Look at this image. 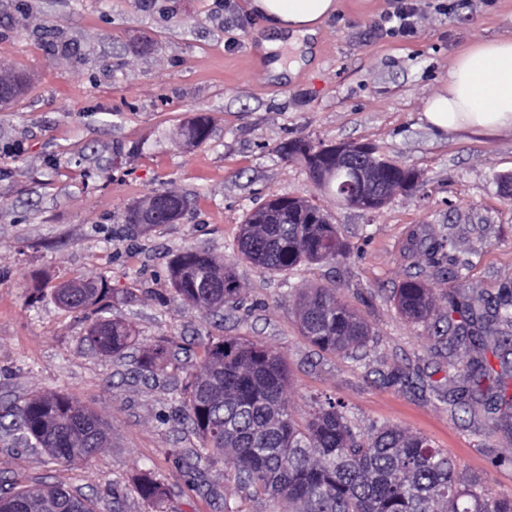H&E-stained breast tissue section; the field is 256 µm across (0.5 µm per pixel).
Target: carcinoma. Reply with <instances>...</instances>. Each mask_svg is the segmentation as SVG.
<instances>
[{
    "label": "carcinoma",
    "instance_id": "obj_1",
    "mask_svg": "<svg viewBox=\"0 0 512 512\" xmlns=\"http://www.w3.org/2000/svg\"><path fill=\"white\" fill-rule=\"evenodd\" d=\"M211 135L210 120L197 116L183 130L188 141L201 145ZM311 143L289 142L284 155L303 160L310 179L321 190L337 192L348 179L338 171L331 183L314 175L320 160L309 155ZM411 170L395 163L379 172L382 185H402ZM308 210L270 208L272 223H255L256 214L241 225L237 250L244 259L267 272H288L305 263L337 262L347 248L336 225L312 224ZM454 241L442 238L432 253L448 261V280L454 282L448 316L458 314L452 340L465 347L466 371L459 375L453 401L486 413L509 416L512 394L508 370L497 372L483 356L486 337H494L493 352L512 353V290L488 300L466 291L467 265L453 254ZM174 291L201 313L234 307L241 301V285L229 266L200 248L178 251L170 266ZM87 288L64 305L83 311L102 303L111 292L103 279L86 281ZM397 309L414 323L432 319V293L409 277L395 291ZM302 332L324 351L351 354L371 340L368 324L334 288L297 292ZM84 340L105 354L128 347L132 331L121 321L99 318ZM142 366L162 370L170 351L162 344L143 350ZM288 368L281 355L263 345L225 336L208 344L199 373L186 385L183 420L201 439L198 454L224 461L239 489L263 496L273 512H512V497L497 496L478 480L461 484L456 465L425 437L395 427L370 435L354 430L344 406L330 396L311 399L308 416L299 421L285 397ZM0 429L18 431L31 448H42L54 460L76 464L91 460L110 441L107 422L95 411L73 404L60 394L29 399L17 412L0 415ZM140 498L159 510L165 489L145 473L136 485ZM0 512H95L92 499L58 486L35 491L9 489L0 493Z\"/></svg>",
    "mask_w": 512,
    "mask_h": 512
}]
</instances>
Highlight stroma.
<instances>
[{
	"label": "stroma",
	"mask_w": 512,
	"mask_h": 512,
	"mask_svg": "<svg viewBox=\"0 0 512 512\" xmlns=\"http://www.w3.org/2000/svg\"><path fill=\"white\" fill-rule=\"evenodd\" d=\"M251 0H0V65L26 89L0 111V411L61 393L100 413L112 442L86 463L60 464L0 433V487L60 485L112 512H151L134 491L151 470L167 492L165 512H270L237 488L223 463L197 458L199 436L179 418L178 398L210 340L239 337L279 352L287 399L304 417L311 395L340 400L358 431L397 427L447 452L463 479L512 494V432L495 416L453 409L466 358L448 343L443 268L424 243L450 233L466 286L492 298L512 288V131L439 133L423 118L467 47L512 34V0H418L416 32L386 34L389 0H339L296 77L271 76ZM61 32L78 50L49 46ZM206 143L182 130L199 114ZM302 139L364 143L422 175L417 187L366 213L316 188L303 164L282 155ZM189 201L182 217L143 231L128 207L153 191ZM276 196L312 200L348 247L338 262L264 272L238 256L247 215ZM209 250L243 288L238 308L205 316L170 283L173 255ZM415 276L431 289L437 331L403 317L393 300ZM107 281L105 309L75 313L53 288ZM335 289L369 324L357 357L324 352L301 333L298 289ZM133 333L117 355L82 338L99 317ZM169 342L173 365L140 373L145 347ZM400 368L406 382L385 375Z\"/></svg>",
	"instance_id": "1"
}]
</instances>
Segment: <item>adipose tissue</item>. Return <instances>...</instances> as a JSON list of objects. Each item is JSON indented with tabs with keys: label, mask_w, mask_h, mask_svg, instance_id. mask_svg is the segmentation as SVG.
<instances>
[{
	"label": "adipose tissue",
	"mask_w": 512,
	"mask_h": 512,
	"mask_svg": "<svg viewBox=\"0 0 512 512\" xmlns=\"http://www.w3.org/2000/svg\"><path fill=\"white\" fill-rule=\"evenodd\" d=\"M252 9L266 28L261 42L274 55L273 75H295L305 63L337 0H252ZM293 48V60L280 58ZM426 122L436 131L512 130V37L471 46L454 62L448 81L427 102Z\"/></svg>",
	"instance_id": "1"
}]
</instances>
